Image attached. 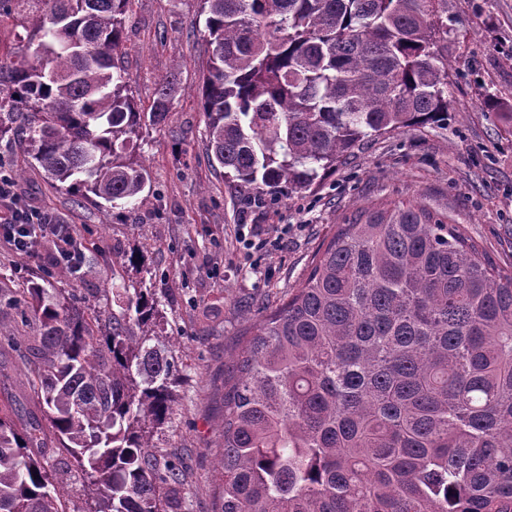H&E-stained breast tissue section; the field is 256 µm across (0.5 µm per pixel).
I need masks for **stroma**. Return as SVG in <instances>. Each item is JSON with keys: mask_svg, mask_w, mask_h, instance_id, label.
Instances as JSON below:
<instances>
[{"mask_svg": "<svg viewBox=\"0 0 512 512\" xmlns=\"http://www.w3.org/2000/svg\"><path fill=\"white\" fill-rule=\"evenodd\" d=\"M202 9V0L132 6L121 64L136 101L149 107L161 78L177 80L166 121L143 125L137 141L151 180L141 203L107 213L75 202L17 144L0 141V165L22 172V203L58 216L83 243L81 269L67 280L55 274L52 240H38L28 256L0 241V285L72 288L107 313L116 283L155 301L154 330L177 371L171 412L150 438L183 468L182 512H214L224 386L259 315L300 286L338 225L373 209L420 206L512 263V0H448L447 120L365 139L310 186L262 194L259 208L211 161L197 91L211 56ZM136 254L142 263L130 265ZM0 321L22 339L11 348L0 339V412L39 416L23 342L36 335L35 320L6 308Z\"/></svg>", "mask_w": 512, "mask_h": 512, "instance_id": "35a3bbf8", "label": "stroma"}]
</instances>
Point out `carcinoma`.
<instances>
[{"label":"carcinoma","mask_w":512,"mask_h":512,"mask_svg":"<svg viewBox=\"0 0 512 512\" xmlns=\"http://www.w3.org/2000/svg\"><path fill=\"white\" fill-rule=\"evenodd\" d=\"M134 0H0V138L100 207L150 186L133 157L148 110L117 53ZM200 94L211 158L240 189L307 187L364 139L448 115V0H203ZM108 328L34 282L27 374L42 418L0 417V512H178L183 474L147 426L171 410L156 307L115 288ZM216 512H512V269L423 208L338 225L288 299L246 339L224 391ZM52 434L51 466L29 448ZM60 492L63 495L67 512H86L87 496L83 488V480L75 470L61 473L59 476Z\"/></svg>","instance_id":"carcinoma-1"}]
</instances>
